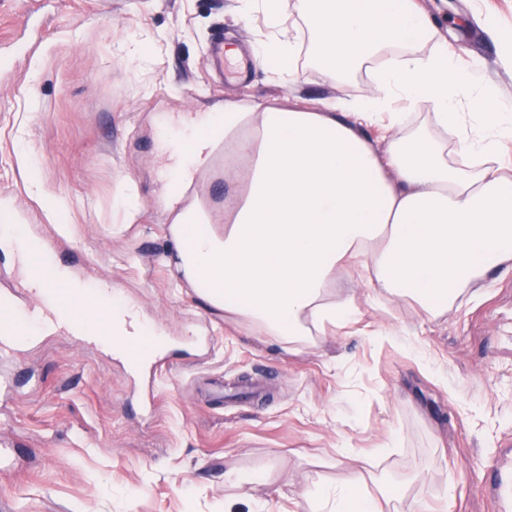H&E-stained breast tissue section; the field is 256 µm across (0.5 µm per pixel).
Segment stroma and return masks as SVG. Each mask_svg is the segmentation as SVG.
I'll return each instance as SVG.
<instances>
[{
	"mask_svg": "<svg viewBox=\"0 0 512 512\" xmlns=\"http://www.w3.org/2000/svg\"><path fill=\"white\" fill-rule=\"evenodd\" d=\"M438 34L482 61L512 97V68L483 28L512 31V0H418ZM237 0H0V192L27 230L65 239L61 262L111 282L169 344L156 402L124 359L45 335L1 364L0 512H289L305 487L352 469L369 491L405 489L390 512H492L480 465L512 443V271L484 295L432 317L406 301L363 306L358 322L290 354L225 318L178 281L164 228L159 117L190 116L230 99L321 108L363 95L365 73L327 79L310 63L287 76L255 63L248 87L217 81L216 33L256 46L262 15ZM40 178L41 191L32 188ZM136 188L129 213L123 187ZM66 205V220L55 209ZM246 378L253 401L208 404L205 387ZM351 445L349 464L340 453ZM228 469L256 473L247 492ZM454 500H447V493Z\"/></svg>",
	"mask_w": 512,
	"mask_h": 512,
	"instance_id": "1",
	"label": "stroma"
}]
</instances>
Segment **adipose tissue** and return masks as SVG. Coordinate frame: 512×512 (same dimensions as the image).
Returning <instances> with one entry per match:
<instances>
[{
  "mask_svg": "<svg viewBox=\"0 0 512 512\" xmlns=\"http://www.w3.org/2000/svg\"><path fill=\"white\" fill-rule=\"evenodd\" d=\"M241 16L262 13L268 36L258 58L296 72L299 61L328 76L366 69L364 95L323 109H281L246 100L193 117L194 128L242 129L224 178V226L188 224L169 257L179 279L225 316L294 353L362 313L339 272L358 268L366 300H410L427 314L447 311L497 269L512 264V178L496 165L512 139V99L457 69L413 0H299L310 33L286 26L282 0H238ZM427 105L431 125L390 112L395 98ZM467 103L476 121L460 120ZM389 112L388 132L364 130ZM474 157L448 162V141ZM396 494L367 490L363 472L309 487L296 512H383Z\"/></svg>",
  "mask_w": 512,
  "mask_h": 512,
  "instance_id": "obj_1",
  "label": "adipose tissue"
}]
</instances>
